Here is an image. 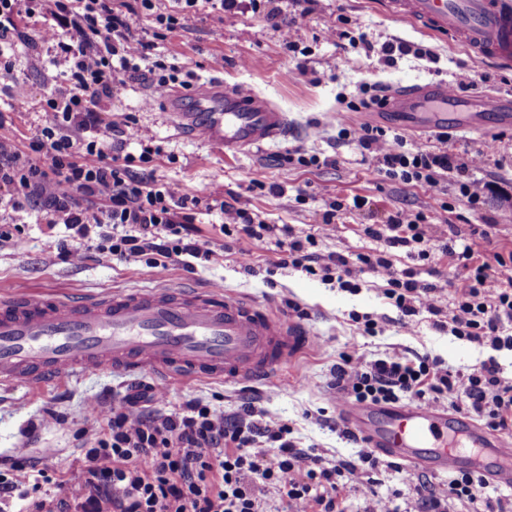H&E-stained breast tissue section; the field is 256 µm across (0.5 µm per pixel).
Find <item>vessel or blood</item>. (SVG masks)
I'll return each mask as SVG.
<instances>
[{"label":"vessel or blood","instance_id":"b4317fda","mask_svg":"<svg viewBox=\"0 0 512 512\" xmlns=\"http://www.w3.org/2000/svg\"><path fill=\"white\" fill-rule=\"evenodd\" d=\"M391 9L448 33L478 56L512 67V0H392ZM409 128L447 124V86L387 93ZM181 126L231 154L288 135V117L267 98L221 83L165 97ZM316 343L301 323L240 295L147 288L82 301L20 295L0 303V384H46L78 369L175 373L225 381L260 379ZM371 448L415 469L469 471L512 483V438L427 406L342 408Z\"/></svg>","mask_w":512,"mask_h":512}]
</instances>
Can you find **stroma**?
Instances as JSON below:
<instances>
[{
    "label": "stroma",
    "instance_id": "obj_1",
    "mask_svg": "<svg viewBox=\"0 0 512 512\" xmlns=\"http://www.w3.org/2000/svg\"><path fill=\"white\" fill-rule=\"evenodd\" d=\"M281 7L291 17L305 14V26L277 30L263 20L261 12L249 9L231 20L207 11L158 42L151 58L166 63L179 58L201 83L217 78L259 92L286 112L287 138L244 155L225 153L191 132L178 131L163 102L145 106L151 88L144 79L116 87L99 107L102 117L108 121L131 117L142 144L161 147L152 167L156 178L177 195L192 197L209 191L223 198L236 195L241 208L267 223L291 225L301 236L316 235L325 253L335 251L352 258L378 249L379 241L364 234L365 225L384 223L400 209L422 213L433 242L458 235L487 261L494 252L512 250V236L484 240L476 234L483 224L512 226V123H504L496 113H476L475 133L454 136L448 142L449 152L463 159L487 141L496 143L485 164L471 172L472 178L489 185L483 203L476 207L448 181L438 192L380 181L372 162L363 160L355 144L336 140L341 122L357 126L368 121L398 132L403 129L396 113L375 111L366 117L339 104L342 96L355 99L363 84L377 82L387 90L445 84L463 68L475 79L473 95L496 94L512 100V68L479 58L447 35L388 12L380 0H282ZM357 27L366 32L372 52L352 47L342 38V31ZM292 40L307 49L305 69H298L288 49ZM387 42L406 44L411 52L398 56L395 64H386L381 47ZM418 48L433 52V59L415 56ZM56 74L40 47L18 48L13 76H0V116L5 119L0 137L27 149L41 124L35 106L54 90ZM296 149L322 157L335 154L339 163L319 168L280 163L281 155ZM271 184L281 187L280 195L268 193ZM356 196L367 198V206L355 209L352 199ZM334 202L343 208L327 232L323 216ZM221 223L219 211L202 209L196 214V226L223 249V260H198L193 269L177 265L161 274L142 262L103 261L92 250L82 262L67 260L57 249L58 241L67 236L64 225L35 217L21 228V246L0 244V283L10 284L16 294L73 301L159 285L222 287L269 304L284 317L292 316L293 306H300L302 323L317 339V347L296 362L274 369L262 381L227 383L149 373L128 377L90 370L49 385H0V472L23 482L35 469L44 470L55 481L78 480L84 449L107 429L104 417L88 413V403L95 400L102 409H111L141 385L162 387L167 412L181 411L187 401L199 400L230 415L254 400L264 422L287 425L298 447L314 449L331 464L358 455L356 445L340 434L347 423L339 416L331 387L332 372L343 358L428 356L466 374L492 358L501 365L506 380L512 381V351H497L438 330L435 315L423 309L414 316L413 329L403 328L399 311L383 295L381 281L370 274H362V287L350 292L298 269H273L277 249L271 240L254 247L253 269L245 271L237 259V246L224 235ZM356 314L372 319V333L353 322ZM375 477L373 497L365 494L359 482L340 481L337 498L345 512H378L381 501L391 497L402 506L410 501L412 474L406 462L380 456Z\"/></svg>",
    "mask_w": 512,
    "mask_h": 512
}]
</instances>
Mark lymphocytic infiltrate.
<instances>
[{
    "label": "lymphocytic infiltrate",
    "instance_id": "1",
    "mask_svg": "<svg viewBox=\"0 0 512 512\" xmlns=\"http://www.w3.org/2000/svg\"><path fill=\"white\" fill-rule=\"evenodd\" d=\"M176 2L161 12L156 0H0V73H13L18 46L36 42L59 68V83L40 107L42 123L27 150L0 138V243L20 245L17 231L34 207L48 223L73 230L76 245H59L68 257L80 260L92 249L112 262L142 261L164 271L190 257L211 261L214 251L195 227L194 212L216 208L236 236L241 264H249L253 246L272 238L279 268L300 269L349 290L358 288L364 273L383 281V295L401 312L404 328H412L411 318L422 307L436 315V328L512 350V335L503 333L504 324H512V250L480 263L469 244L452 237L442 242L440 252L463 271L443 308L436 284L417 279L413 269H396L389 258L391 250L403 248L428 260L422 214L399 210L386 224L366 225L365 234L383 241L384 248L351 260L321 252L315 235L297 236L288 225L265 223L211 193L176 195L147 174L159 148L126 152V144L138 138L133 122L104 121L99 103L144 71L158 95L191 83L180 80L176 64L150 62L153 44L133 37L131 14L145 15L152 32H174L203 10L233 18L247 6L246 0ZM37 16L45 23L30 31L27 21ZM336 139L354 143L381 180L435 190L453 177L471 204L484 197L485 183L469 172L486 159L488 148L464 162L449 153L447 132H435V149L425 150L404 134L370 124L341 128ZM332 387L337 401L348 404H390L403 395L426 402L446 395L456 412L492 430L512 431V381L503 380L492 359L460 375L426 357H348L337 365ZM163 399L159 391L124 395L112 407L107 432L86 449L79 480L59 482L54 493L35 498L0 475V512H260L258 494L266 487L285 498L288 512H341L335 497L339 480H357L367 494L375 492L379 459L357 433L348 435L360 447L357 460L327 466L320 455L297 447L287 426L274 428L259 419L252 404L227 416L190 400L183 412L165 413L158 408ZM488 486L486 478L467 471L453 475L444 491L419 476L414 507L448 512L454 500L483 501Z\"/></svg>",
    "mask_w": 512,
    "mask_h": 512
}]
</instances>
